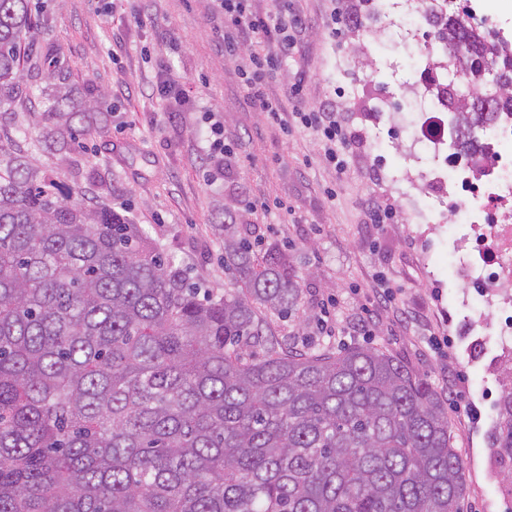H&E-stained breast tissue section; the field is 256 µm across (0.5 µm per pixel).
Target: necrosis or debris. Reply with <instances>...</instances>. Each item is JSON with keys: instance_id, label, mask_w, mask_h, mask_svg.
<instances>
[{"instance_id": "1", "label": "necrosis or debris", "mask_w": 512, "mask_h": 512, "mask_svg": "<svg viewBox=\"0 0 512 512\" xmlns=\"http://www.w3.org/2000/svg\"><path fill=\"white\" fill-rule=\"evenodd\" d=\"M417 0H379L382 28L400 39L414 34L427 50L444 51L435 37L438 22L461 13L466 24L487 28L502 53H512V11L488 16L482 0H469L459 10L457 0H430L427 11ZM439 75L426 68L417 73L411 93L391 98L384 110L395 130H410L412 152L403 167H388L386 177L400 186L404 169H414L426 197L424 209L412 210L420 224L447 228L449 278L466 297L496 298L488 314V333L495 343H512V114L496 113L482 127L484 150L476 158L457 157L448 125V96L437 84Z\"/></svg>"}]
</instances>
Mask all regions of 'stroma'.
I'll return each instance as SVG.
<instances>
[{
    "label": "stroma",
    "instance_id": "1",
    "mask_svg": "<svg viewBox=\"0 0 512 512\" xmlns=\"http://www.w3.org/2000/svg\"><path fill=\"white\" fill-rule=\"evenodd\" d=\"M149 15L139 25L128 0H32L35 44L21 51L28 87L0 143L18 148L86 200L130 212L148 236L191 281L216 295L233 285L224 266L222 204L263 200L267 211L237 219L235 230L256 245L257 256L286 254L301 298L295 310L265 317L267 340L297 353L360 345L386 350L427 379L442 400L454 446L466 465L461 512H512V458L490 445L499 427L503 371L512 356L476 337L480 307L460 305L448 282V256L434 224H414L409 211L423 200L407 174L392 191L368 147H360L344 175L320 159L314 136L284 133L250 103L234 62L221 45L215 0H138ZM307 26L294 59L267 89L292 108L288 94L305 74L306 106L335 99L352 130L378 124L373 105L382 94L372 82L373 20L330 31V0H288ZM348 67H340V58ZM167 68L186 90V111L171 114L153 95ZM57 71L75 97L104 96L85 120L78 146L63 153L43 143L34 120L46 109L45 76ZM224 125L228 154L217 160L206 136ZM335 199H328V191ZM391 204L394 221L370 224L365 202ZM392 289V308L361 328V307L377 278ZM336 295L335 335L318 328L321 302Z\"/></svg>",
    "mask_w": 512,
    "mask_h": 512
}]
</instances>
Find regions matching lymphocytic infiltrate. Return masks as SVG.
<instances>
[{
    "instance_id": "1",
    "label": "lymphocytic infiltrate",
    "mask_w": 512,
    "mask_h": 512,
    "mask_svg": "<svg viewBox=\"0 0 512 512\" xmlns=\"http://www.w3.org/2000/svg\"><path fill=\"white\" fill-rule=\"evenodd\" d=\"M217 5L224 19V55L237 62L244 89L253 105L283 129L296 124L315 133L325 164L336 173H344L353 152L354 136L340 117L335 101L302 108L304 84L298 81L289 89L294 108L286 117L282 114L281 103L267 94L270 79L298 51L297 34L304 27L303 19L284 7L272 15L261 16L253 10L251 0H217ZM269 39L277 46L272 54L262 48Z\"/></svg>"
}]
</instances>
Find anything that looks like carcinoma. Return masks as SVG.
Listing matches in <instances>:
<instances>
[{
    "label": "carcinoma",
    "mask_w": 512,
    "mask_h": 512,
    "mask_svg": "<svg viewBox=\"0 0 512 512\" xmlns=\"http://www.w3.org/2000/svg\"><path fill=\"white\" fill-rule=\"evenodd\" d=\"M29 2L0 0V117L24 94ZM448 27L512 88V57ZM100 105L61 84L45 119L74 141ZM224 265L239 288L200 294L129 216L0 144V512H461L432 387L376 347L250 357L300 288L227 225ZM508 378L493 445L512 455Z\"/></svg>",
    "instance_id": "carcinoma-1"
}]
</instances>
